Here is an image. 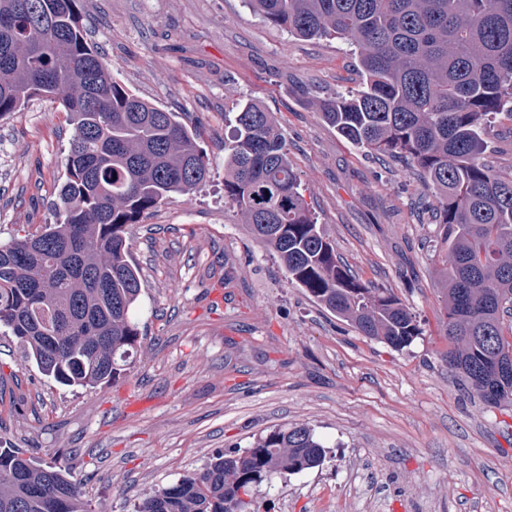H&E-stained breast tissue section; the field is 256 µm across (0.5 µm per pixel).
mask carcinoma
I'll list each match as a JSON object with an SVG mask.
<instances>
[{
	"instance_id": "carcinoma-1",
	"label": "carcinoma",
	"mask_w": 512,
	"mask_h": 512,
	"mask_svg": "<svg viewBox=\"0 0 512 512\" xmlns=\"http://www.w3.org/2000/svg\"><path fill=\"white\" fill-rule=\"evenodd\" d=\"M306 38L346 41L363 87L321 101L357 146L411 162L433 191L444 255L448 369L489 406L512 401V175L482 159L483 135L512 114V0H244ZM59 100L74 126L60 221L0 243V325L25 359L68 387L111 381L133 362L141 276L127 229L208 178L177 113L126 90L88 42L76 0H0V117ZM224 197L280 259L288 279L368 338L401 350L420 335L392 293L359 283L306 208L284 134L253 101L236 104L224 142ZM306 426L279 428L242 453L144 498L137 512H252L250 488L319 466ZM0 512H89L55 467L0 447Z\"/></svg>"
}]
</instances>
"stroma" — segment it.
Segmentation results:
<instances>
[{
  "label": "stroma",
  "instance_id": "1",
  "mask_svg": "<svg viewBox=\"0 0 512 512\" xmlns=\"http://www.w3.org/2000/svg\"><path fill=\"white\" fill-rule=\"evenodd\" d=\"M78 9L115 79L196 128L209 175L129 228L141 338L115 380L58 385L0 326V446L67 473L92 512H134L218 454L304 425L323 463L254 486L260 512H512V402L486 405L443 359L432 193L406 161L354 146L319 112L359 86L346 42L288 35L244 0ZM244 99L280 125L339 262L415 314L421 334L407 348L317 304L225 205L224 114ZM72 135L45 99L0 118L1 243L55 222ZM485 157L512 172V114L497 116Z\"/></svg>",
  "mask_w": 512,
  "mask_h": 512
}]
</instances>
